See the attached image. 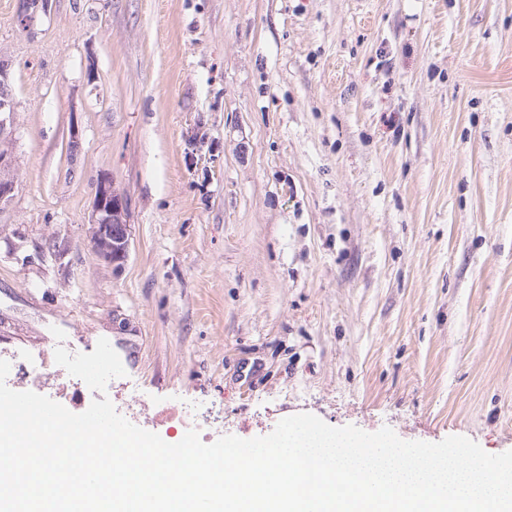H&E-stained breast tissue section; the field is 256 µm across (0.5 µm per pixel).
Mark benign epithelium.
Wrapping results in <instances>:
<instances>
[{
    "instance_id": "7a95c632",
    "label": "benign epithelium",
    "mask_w": 512,
    "mask_h": 512,
    "mask_svg": "<svg viewBox=\"0 0 512 512\" xmlns=\"http://www.w3.org/2000/svg\"><path fill=\"white\" fill-rule=\"evenodd\" d=\"M11 63L0 55V210L7 205L16 190L14 160L6 142L12 140V124L16 101L10 80ZM92 240L95 245L111 244L113 249L103 254L105 260L120 268L129 254V225L123 196L112 180H102L96 190L92 214Z\"/></svg>"
}]
</instances>
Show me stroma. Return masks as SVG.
Segmentation results:
<instances>
[{"label":"stroma","instance_id":"1","mask_svg":"<svg viewBox=\"0 0 512 512\" xmlns=\"http://www.w3.org/2000/svg\"><path fill=\"white\" fill-rule=\"evenodd\" d=\"M19 3L1 356L107 339L115 406L243 439L310 413L512 450V0ZM125 210L124 198L114 188L112 181L102 180L96 190L91 222L93 224L92 240L96 250H98L97 244H109L107 253H101V255L115 268H121L129 254V225ZM112 224H121L118 238H116V232H113ZM112 237L114 238L113 254Z\"/></svg>","mask_w":512,"mask_h":512}]
</instances>
